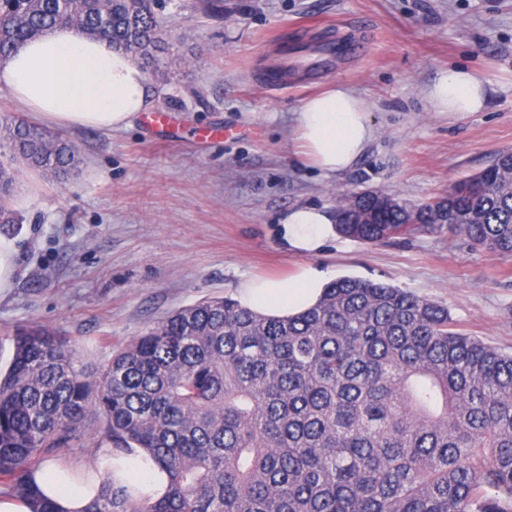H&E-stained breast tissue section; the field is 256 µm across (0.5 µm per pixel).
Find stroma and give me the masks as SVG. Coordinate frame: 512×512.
Here are the masks:
<instances>
[{
    "instance_id": "stroma-1",
    "label": "stroma",
    "mask_w": 512,
    "mask_h": 512,
    "mask_svg": "<svg viewBox=\"0 0 512 512\" xmlns=\"http://www.w3.org/2000/svg\"><path fill=\"white\" fill-rule=\"evenodd\" d=\"M161 0L163 48L148 82L162 125L63 128L80 163L59 179L14 161L18 224L0 229L15 257L0 299V369L17 328L40 324L77 349L87 375L169 313L234 297L252 276L312 265L393 285L445 305L458 330L512 352V259L462 234L419 232L368 245L336 234L312 254L288 249L280 220L296 206L335 209L343 192L413 203L512 151V0ZM357 39L354 53L328 44ZM288 70V87L264 81ZM450 67L481 72L490 95L459 120L425 96ZM343 84L376 135L342 174L294 153L302 102Z\"/></svg>"
}]
</instances>
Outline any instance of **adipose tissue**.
<instances>
[{"label": "adipose tissue", "instance_id": "adipose-tissue-1", "mask_svg": "<svg viewBox=\"0 0 512 512\" xmlns=\"http://www.w3.org/2000/svg\"><path fill=\"white\" fill-rule=\"evenodd\" d=\"M0 85L42 122L62 127L122 130L153 105L144 71L109 43L73 28H59L32 39L0 59ZM489 83L474 70L441 71L425 95L432 108L456 119L481 111ZM296 155L333 176L350 169L374 137L365 102L351 89L334 86L306 99L294 114ZM334 212L297 207L282 218V238L289 248L313 252L335 234ZM327 281L325 271L306 266L291 276L248 278L235 300L251 311L276 317L295 315L317 304ZM96 479L77 480L83 465L50 464L32 474V483L56 512H87L99 497L102 480L128 486L135 499L152 502L169 488L166 471L144 449L95 453Z\"/></svg>", "mask_w": 512, "mask_h": 512}]
</instances>
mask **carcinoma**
Here are the masks:
<instances>
[{"label": "carcinoma", "instance_id": "obj_1", "mask_svg": "<svg viewBox=\"0 0 512 512\" xmlns=\"http://www.w3.org/2000/svg\"><path fill=\"white\" fill-rule=\"evenodd\" d=\"M158 0H0V58L57 28L154 66ZM21 162L53 174L76 148L5 116ZM512 152L448 195L380 208L336 202V230L365 244L416 232L465 234L512 257ZM0 167V227L15 223ZM370 216L349 224L351 207ZM0 377V493L55 512L30 473L100 423L94 447L142 448L167 494L135 500L102 482L90 512H512V354L456 331L448 308L353 277L285 318L231 299L179 309L122 347L91 381L69 341L16 330Z\"/></svg>", "mask_w": 512, "mask_h": 512}]
</instances>
